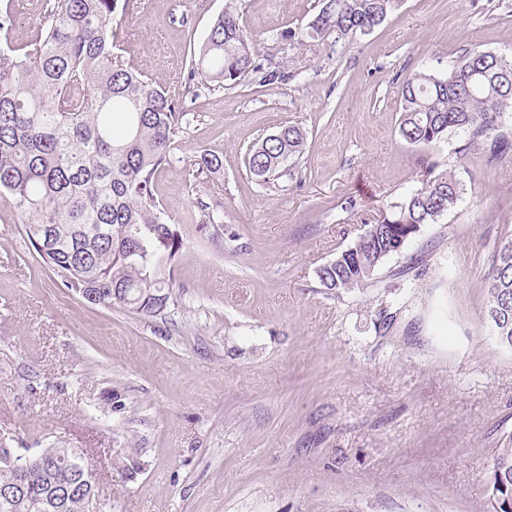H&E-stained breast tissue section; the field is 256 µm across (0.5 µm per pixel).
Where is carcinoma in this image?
Returning a JSON list of instances; mask_svg holds the SVG:
<instances>
[{
    "label": "carcinoma",
    "instance_id": "obj_1",
    "mask_svg": "<svg viewBox=\"0 0 512 512\" xmlns=\"http://www.w3.org/2000/svg\"><path fill=\"white\" fill-rule=\"evenodd\" d=\"M129 0H54L22 47L0 42V196L16 212L33 250L77 294L101 289L110 305L143 316L163 312L171 297V271L183 238L154 195L160 170L187 113L144 75L114 55V19ZM393 0H322L304 44L332 33L345 39L371 32ZM191 74L209 93L249 81L290 79L258 59L256 39L237 8L218 15L190 56ZM512 58L467 52L447 70L423 68L399 89V134L431 148L451 135L481 145L488 161L512 155V89L500 82ZM306 136L283 126L260 139L245 163L255 181L279 184L290 159L303 154ZM213 173L223 159L203 152L190 163ZM429 178L407 190L370 232L319 268L320 284L352 290L372 279L423 227L436 224L463 199L456 176L434 161ZM50 231L52 250L44 242ZM491 334L512 348V239L500 248L488 287ZM43 464L26 471L25 491L15 471L0 463V512H84V494L62 482L64 472L88 461L79 448H43ZM492 512H512V436L494 450L484 488Z\"/></svg>",
    "mask_w": 512,
    "mask_h": 512
}]
</instances>
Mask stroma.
Here are the masks:
<instances>
[{
    "label": "stroma",
    "mask_w": 512,
    "mask_h": 512,
    "mask_svg": "<svg viewBox=\"0 0 512 512\" xmlns=\"http://www.w3.org/2000/svg\"><path fill=\"white\" fill-rule=\"evenodd\" d=\"M292 80L191 97L190 51L228 3ZM48 0H0L15 46ZM318 0H130L116 52L189 114L155 195L184 245L161 315L86 303L0 200V440L84 451L99 512H490L512 434V348L486 321L512 237V158L453 136L464 199L340 293L318 269L427 174L399 136L400 85L464 50L512 54V0H395L367 35L305 45ZM299 126L286 189L244 157ZM220 171L193 172L201 152ZM222 223L202 221L198 202ZM142 468L125 470L129 460Z\"/></svg>",
    "instance_id": "obj_1"
}]
</instances>
